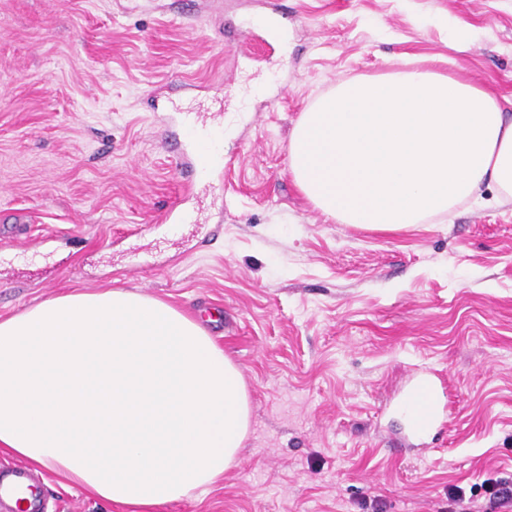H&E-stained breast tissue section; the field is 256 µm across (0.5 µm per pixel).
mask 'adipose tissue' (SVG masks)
<instances>
[{
  "label": "adipose tissue",
  "instance_id": "obj_1",
  "mask_svg": "<svg viewBox=\"0 0 512 512\" xmlns=\"http://www.w3.org/2000/svg\"><path fill=\"white\" fill-rule=\"evenodd\" d=\"M299 191L340 224L401 230L512 199V112L467 81L397 71L342 81L290 133ZM250 427L238 367L202 323L124 287L0 320V449L108 502L191 498Z\"/></svg>",
  "mask_w": 512,
  "mask_h": 512
}]
</instances>
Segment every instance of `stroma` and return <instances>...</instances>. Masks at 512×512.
Wrapping results in <instances>:
<instances>
[{
  "instance_id": "obj_1",
  "label": "stroma",
  "mask_w": 512,
  "mask_h": 512,
  "mask_svg": "<svg viewBox=\"0 0 512 512\" xmlns=\"http://www.w3.org/2000/svg\"><path fill=\"white\" fill-rule=\"evenodd\" d=\"M277 14L290 46L256 25ZM478 35L456 51L445 19ZM512 103V0H0V320L126 286L195 317L240 370L238 463L150 512H493L512 483V201L377 231L317 211L288 139L318 94L404 65ZM224 116V162L183 194L166 98ZM194 212L172 226L171 208ZM445 380L414 448L395 410ZM47 512H137L80 487Z\"/></svg>"
}]
</instances>
